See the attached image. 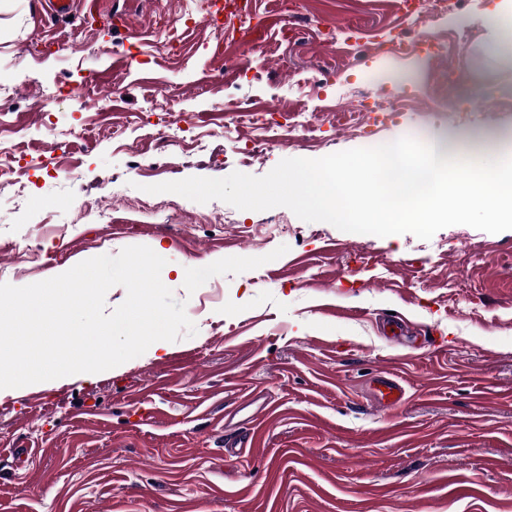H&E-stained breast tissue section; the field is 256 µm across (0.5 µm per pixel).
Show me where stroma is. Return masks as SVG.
<instances>
[{
	"label": "stroma",
	"mask_w": 512,
	"mask_h": 512,
	"mask_svg": "<svg viewBox=\"0 0 512 512\" xmlns=\"http://www.w3.org/2000/svg\"><path fill=\"white\" fill-rule=\"evenodd\" d=\"M288 2L253 49L206 21L214 0H108L96 21L0 5V137L20 164L0 184V283L145 245L197 328L0 389V512H512V223L359 234L289 181L325 159L376 168L398 138L418 163L434 133H512V64L482 23L500 0L430 22L399 0ZM383 84L398 111L338 122ZM271 108L274 134L237 119ZM383 371L405 389L393 409L371 396ZM232 428L257 448L225 455Z\"/></svg>",
	"instance_id": "1"
}]
</instances>
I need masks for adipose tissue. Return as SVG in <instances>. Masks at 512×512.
Returning <instances> with one entry per match:
<instances>
[{
  "label": "adipose tissue",
  "instance_id": "1",
  "mask_svg": "<svg viewBox=\"0 0 512 512\" xmlns=\"http://www.w3.org/2000/svg\"><path fill=\"white\" fill-rule=\"evenodd\" d=\"M457 135L435 133L425 142L427 158L417 168H398L401 142L381 151L380 189L363 199L351 192L340 164H326L313 174H299L305 200L328 217L353 222L358 231L379 224H431L446 217L469 223L473 215L497 224L512 223V152L493 139L464 154L456 150ZM465 171V178L448 180L449 162Z\"/></svg>",
  "mask_w": 512,
  "mask_h": 512
}]
</instances>
